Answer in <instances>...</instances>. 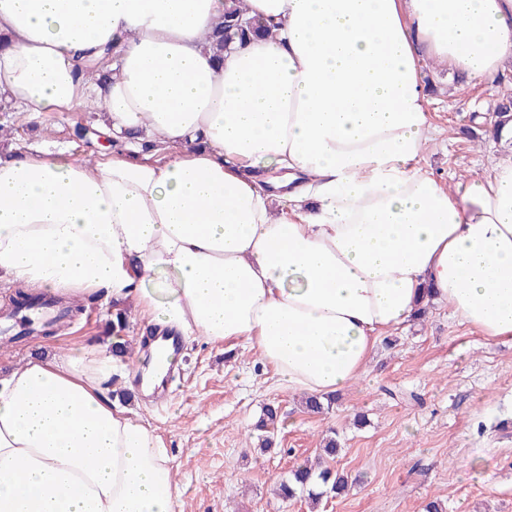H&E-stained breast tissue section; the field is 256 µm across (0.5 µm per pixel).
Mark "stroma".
<instances>
[{"mask_svg":"<svg viewBox=\"0 0 512 512\" xmlns=\"http://www.w3.org/2000/svg\"><path fill=\"white\" fill-rule=\"evenodd\" d=\"M421 75L439 132L422 162L427 171L453 188L512 154L505 142L465 134L474 116L512 91V72L476 85L426 59ZM86 118L79 111L32 117L0 105L13 143L64 148L79 159L92 149L73 135ZM111 318V306L96 301L61 335L0 338V365L50 358L71 344L111 347ZM183 354L170 393L138 391L127 405L162 436L183 512H423L431 500L443 512H512V341L486 342L445 305H430L379 343L364 378L319 415L244 348L188 336ZM395 390L414 393V401L392 398ZM269 405L280 422L274 445L263 450L251 435ZM332 429L342 444L333 465L351 479L349 490L324 492L315 508L302 493L277 498L275 485Z\"/></svg>","mask_w":512,"mask_h":512,"instance_id":"stroma-1","label":"stroma"}]
</instances>
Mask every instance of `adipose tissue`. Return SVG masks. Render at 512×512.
I'll return each instance as SVG.
<instances>
[{"mask_svg":"<svg viewBox=\"0 0 512 512\" xmlns=\"http://www.w3.org/2000/svg\"><path fill=\"white\" fill-rule=\"evenodd\" d=\"M245 4L273 33L219 60L225 0H0V103L96 105L120 143L0 158V282L134 299L307 395L362 378L431 302L512 340V158L458 191L419 166L423 57L475 83L512 69V0ZM105 45L101 83L82 64ZM117 364L82 345L0 373V512H182L161 436L112 397Z\"/></svg>","mask_w":512,"mask_h":512,"instance_id":"obj_1","label":"adipose tissue"}]
</instances>
